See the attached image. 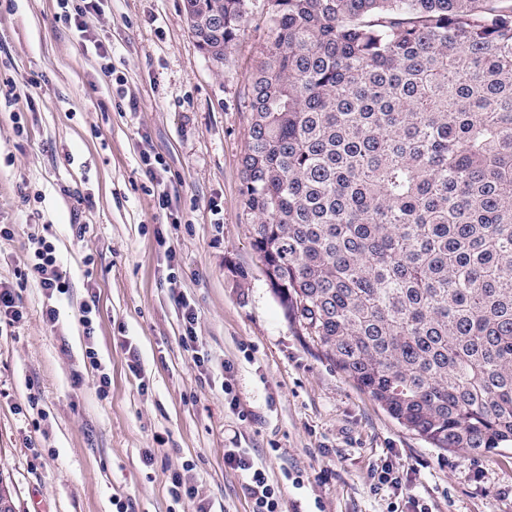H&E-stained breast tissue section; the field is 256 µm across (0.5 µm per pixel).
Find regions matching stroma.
I'll return each mask as SVG.
<instances>
[{"instance_id": "1", "label": "stroma", "mask_w": 512, "mask_h": 512, "mask_svg": "<svg viewBox=\"0 0 512 512\" xmlns=\"http://www.w3.org/2000/svg\"><path fill=\"white\" fill-rule=\"evenodd\" d=\"M57 13L56 0L0 6V90L12 100L0 104V224L16 227L0 241V279L23 312L0 331V476L16 512H113L116 499L129 512H193L167 491L188 460L214 512H251L240 474L224 466L236 447L279 485L285 512H512V447L445 451L406 430L298 335L266 282L240 203L265 12L247 15L219 65L198 50L182 0H106L84 35ZM87 36L111 49L115 78ZM145 153L162 159L161 182L146 176ZM78 194L94 207L75 212ZM37 232L69 281L50 301L16 276ZM177 293L195 309L205 371L180 339ZM89 301L90 341L111 379L104 398L85 356ZM385 466L400 486L376 488Z\"/></svg>"}]
</instances>
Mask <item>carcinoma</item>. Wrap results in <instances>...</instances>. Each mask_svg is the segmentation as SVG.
Here are the masks:
<instances>
[{
  "label": "carcinoma",
  "mask_w": 512,
  "mask_h": 512,
  "mask_svg": "<svg viewBox=\"0 0 512 512\" xmlns=\"http://www.w3.org/2000/svg\"><path fill=\"white\" fill-rule=\"evenodd\" d=\"M251 0H183L224 63ZM241 204L299 335L442 450L512 445V0H267Z\"/></svg>",
  "instance_id": "carcinoma-1"
}]
</instances>
